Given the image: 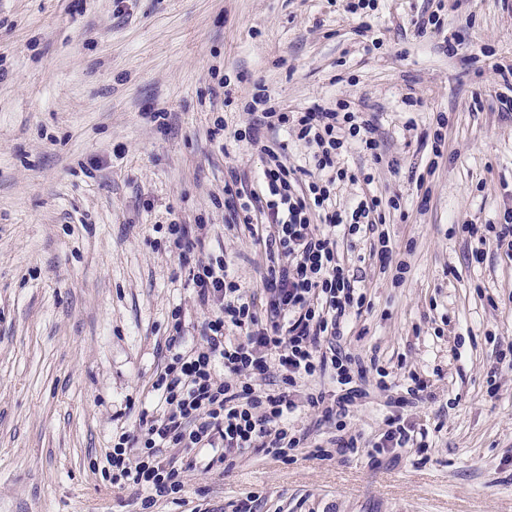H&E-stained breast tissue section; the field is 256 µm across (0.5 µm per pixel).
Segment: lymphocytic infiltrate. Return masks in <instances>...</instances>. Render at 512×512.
I'll return each instance as SVG.
<instances>
[{
  "instance_id": "1",
  "label": "lymphocytic infiltrate",
  "mask_w": 512,
  "mask_h": 512,
  "mask_svg": "<svg viewBox=\"0 0 512 512\" xmlns=\"http://www.w3.org/2000/svg\"><path fill=\"white\" fill-rule=\"evenodd\" d=\"M248 109L251 121L233 138L258 152V185L228 171L224 208L260 249L258 289L244 288L225 256L203 252V225H168L171 251L211 312L200 342L189 348L182 345L185 317L173 312L168 356L143 397L138 424L121 431L105 455L113 484L145 491L147 508L181 493L184 474L195 465L191 458L178 460L175 449L284 457L310 437L292 422L303 409L317 425L332 428L326 445L341 455L368 446L394 462L399 449H430L425 429L407 418L409 408L434 397L428 380L414 371L405 390L390 397L384 430L374 441L352 433L346 422L365 396L359 382L364 364L341 342L348 318L369 310L371 301L339 251L366 243L370 257L390 264L389 241L374 232L386 209L400 202L369 192L371 174L340 167L337 158L351 140L382 163L376 125L342 101L291 112L263 89ZM282 131L310 149L308 165L288 160L289 140L276 138ZM346 181L366 190L341 207L336 185ZM314 377L329 379L334 392L306 390Z\"/></svg>"
}]
</instances>
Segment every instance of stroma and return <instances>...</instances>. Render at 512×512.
Returning a JSON list of instances; mask_svg holds the SVG:
<instances>
[{"mask_svg": "<svg viewBox=\"0 0 512 512\" xmlns=\"http://www.w3.org/2000/svg\"><path fill=\"white\" fill-rule=\"evenodd\" d=\"M0 0V512H183L113 486L102 469L131 402L163 363L171 312L200 340L208 316L168 250L173 220L207 227L247 287L260 250L219 201L249 146L212 136L215 120L251 119L255 85L301 112L350 102L374 118L399 172L348 149L372 192L400 195L383 230L397 262L352 261L372 307L352 319L346 351L389 364L387 381L427 376L434 400L408 412L432 451L373 465L247 453L231 469L198 455L185 496L232 512H512V371H488L512 346V257L486 240L472 263L467 222L499 224L512 207V120L495 93L512 82V0H375L359 32L342 0ZM439 29L418 36V16ZM463 52L448 55L451 40ZM445 116L442 157L416 132ZM427 191L426 208L417 194ZM350 418L374 435L387 394Z\"/></svg>", "mask_w": 512, "mask_h": 512, "instance_id": "stroma-1", "label": "stroma"}]
</instances>
